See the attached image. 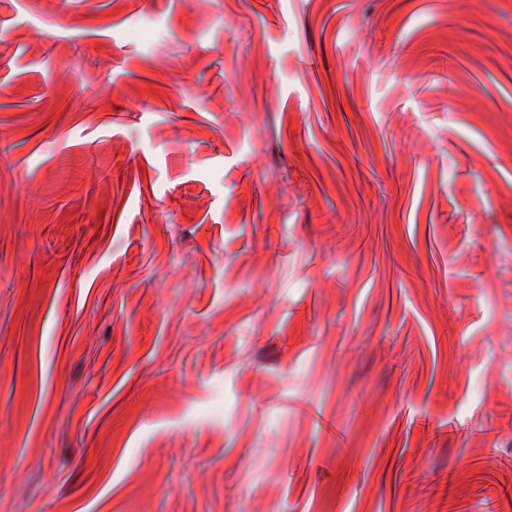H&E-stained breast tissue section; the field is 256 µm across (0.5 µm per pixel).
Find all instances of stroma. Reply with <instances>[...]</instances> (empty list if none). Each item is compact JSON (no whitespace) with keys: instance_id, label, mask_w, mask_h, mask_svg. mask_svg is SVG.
Masks as SVG:
<instances>
[{"instance_id":"1","label":"stroma","mask_w":512,"mask_h":512,"mask_svg":"<svg viewBox=\"0 0 512 512\" xmlns=\"http://www.w3.org/2000/svg\"><path fill=\"white\" fill-rule=\"evenodd\" d=\"M0 458V512H512V0H0Z\"/></svg>"}]
</instances>
